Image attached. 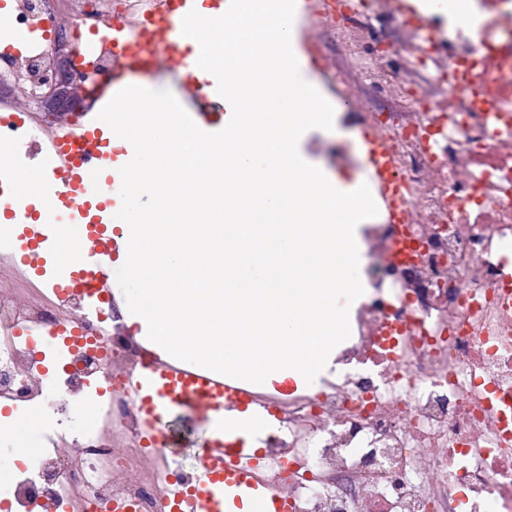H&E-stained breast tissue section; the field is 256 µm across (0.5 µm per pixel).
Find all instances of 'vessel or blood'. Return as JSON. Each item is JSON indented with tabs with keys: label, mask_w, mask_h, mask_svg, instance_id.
Instances as JSON below:
<instances>
[{
	"label": "vessel or blood",
	"mask_w": 512,
	"mask_h": 512,
	"mask_svg": "<svg viewBox=\"0 0 512 512\" xmlns=\"http://www.w3.org/2000/svg\"><path fill=\"white\" fill-rule=\"evenodd\" d=\"M195 6V0H168L166 11L150 18V39L141 41L122 28H113L112 47L122 57L120 67L101 75L98 106H105V90H120L132 85L135 73L150 68L156 52L167 53L177 73L190 75L197 66L192 49L186 47L177 29L178 20ZM225 101L217 92L216 82L208 89L191 117L204 131L217 129L216 120L224 112ZM132 151L112 155L108 149L105 123L96 113H84L80 122L58 126L44 135L38 162L44 172V192L38 198L24 196L20 190V170L13 154L0 156V215L21 225L22 234L15 245L30 253L47 246L49 232L59 231L64 224H91L79 259L53 256L50 264L34 266L41 282L55 291L76 289L75 274H82L97 297L114 298L110 270L118 246L108 231L116 217L99 190L103 175L120 181V168L132 158ZM366 182L379 193L390 216L398 218L403 203L401 181L393 174L383 145L373 139L365 142ZM128 385L134 393L145 430L153 443L166 447L167 422L173 407L192 410L205 421H216L225 404L247 401L242 389L224 376L194 365L163 359L156 360L132 376ZM250 449L229 446L223 434L208 439L201 456L196 480L187 492L171 503V512H227L228 499L252 498L263 506V512H288V505L265 484L254 479L245 461Z\"/></svg>",
	"instance_id": "1"
}]
</instances>
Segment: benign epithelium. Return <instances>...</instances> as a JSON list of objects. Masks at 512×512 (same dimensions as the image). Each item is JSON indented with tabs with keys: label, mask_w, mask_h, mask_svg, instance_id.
I'll return each mask as SVG.
<instances>
[{
	"label": "benign epithelium",
	"mask_w": 512,
	"mask_h": 512,
	"mask_svg": "<svg viewBox=\"0 0 512 512\" xmlns=\"http://www.w3.org/2000/svg\"><path fill=\"white\" fill-rule=\"evenodd\" d=\"M73 47L67 34L61 32L55 38L52 60L48 64L52 81L48 92L36 99L50 112H73L83 98V85L75 77L72 68Z\"/></svg>",
	"instance_id": "benign-epithelium-1"
}]
</instances>
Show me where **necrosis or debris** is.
I'll list each match as a JSON object with an SVG mask.
<instances>
[{
	"label": "necrosis or debris",
	"instance_id": "4bbe7bcc",
	"mask_svg": "<svg viewBox=\"0 0 512 512\" xmlns=\"http://www.w3.org/2000/svg\"><path fill=\"white\" fill-rule=\"evenodd\" d=\"M479 42L396 0H320L313 34L336 95L407 186L400 224L366 225L371 291L342 366L318 393L265 394L283 427L255 470L290 512H512V0H475ZM397 38L375 37L380 24ZM79 73L111 69L110 40L81 19ZM335 41L338 58L325 57ZM112 305L0 290V403L36 408L39 464L0 487L14 512H167L172 467L142 441L128 372L151 361L117 336ZM78 322L42 379L38 334ZM92 408L96 421L63 428Z\"/></svg>",
	"mask_w": 512,
	"mask_h": 512
}]
</instances>
